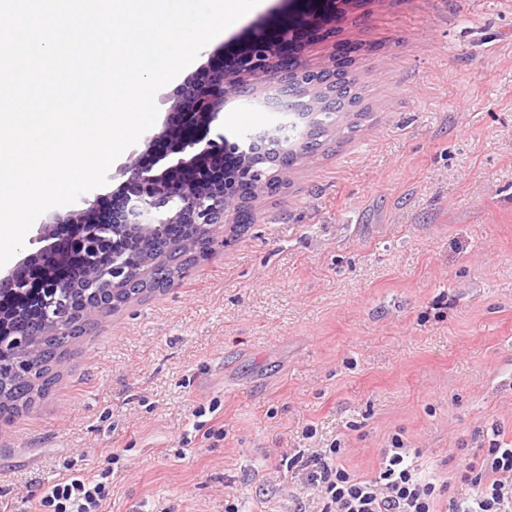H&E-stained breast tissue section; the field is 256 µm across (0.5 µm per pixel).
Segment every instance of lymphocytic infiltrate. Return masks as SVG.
Wrapping results in <instances>:
<instances>
[{
    "label": "lymphocytic infiltrate",
    "mask_w": 512,
    "mask_h": 512,
    "mask_svg": "<svg viewBox=\"0 0 512 512\" xmlns=\"http://www.w3.org/2000/svg\"><path fill=\"white\" fill-rule=\"evenodd\" d=\"M340 456L331 448L302 459L316 495L295 512H512V442L491 440L476 462L465 464L462 479L474 492L463 500L449 497L447 481L401 444L382 449L370 477L346 469ZM104 497L102 483L74 477L49 486L41 504L50 512H97Z\"/></svg>",
    "instance_id": "obj_1"
}]
</instances>
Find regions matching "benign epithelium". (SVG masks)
Returning <instances> with one entry per match:
<instances>
[{"label": "benign epithelium", "mask_w": 512, "mask_h": 512, "mask_svg": "<svg viewBox=\"0 0 512 512\" xmlns=\"http://www.w3.org/2000/svg\"><path fill=\"white\" fill-rule=\"evenodd\" d=\"M323 3V11L316 16L299 11L288 24L258 25L241 37L230 67L214 72L210 82L203 87H188L173 102L172 109L180 112L184 126L210 124L224 110V95L245 92L251 105L273 109L281 113L282 118L270 128L246 135L242 138L243 145L259 141L265 143L279 137L290 143L294 157L307 160L306 145L317 113L301 109L307 91L301 79L312 68L299 58H288L285 50L292 37L310 33L331 19L335 0H323ZM159 140L171 143L174 158L159 171L142 166L139 154L132 152L123 169V173L128 175V192L107 220H99L97 201L89 199L83 201V208L66 216L65 221L85 227L78 247L86 251L98 247L95 242L96 225L102 222L117 224L120 231H130L143 237L153 236L164 224H195L199 231V247L224 238V232L239 223L245 191L242 180L231 173L220 184L203 177H184L187 170L207 172L222 168L224 157L214 154L210 145L202 143V140L186 137L183 126L170 122L151 138L153 143ZM290 169V164L279 165L276 171L266 174L262 180L263 187L285 188ZM54 236L55 225H42L33 239L39 248L27 257L25 264L34 263L44 269L64 264L65 259L54 250ZM159 262V257L146 253L131 267H113L112 288L124 287L128 281L154 269ZM0 288H9L16 293L29 292L27 280L21 278L17 270L0 277ZM58 288L60 284L45 272L38 298L51 305L56 300ZM49 332L64 344L74 335L66 316L60 314L47 329L36 324L22 326L15 343L23 349L28 345L29 337L44 336Z\"/></svg>", "instance_id": "obj_1"}]
</instances>
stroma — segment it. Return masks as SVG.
<instances>
[{
    "mask_svg": "<svg viewBox=\"0 0 512 512\" xmlns=\"http://www.w3.org/2000/svg\"><path fill=\"white\" fill-rule=\"evenodd\" d=\"M300 7L265 0L206 44L155 129L196 71ZM294 53L347 60L359 131L71 342L51 395L0 419V512L104 472L100 512H293L314 494L298 451L371 474L396 439L438 466L512 439V0H338ZM278 119L235 98L197 135Z\"/></svg>",
    "mask_w": 512,
    "mask_h": 512,
    "instance_id": "35a3bbf8",
    "label": "stroma"
}]
</instances>
